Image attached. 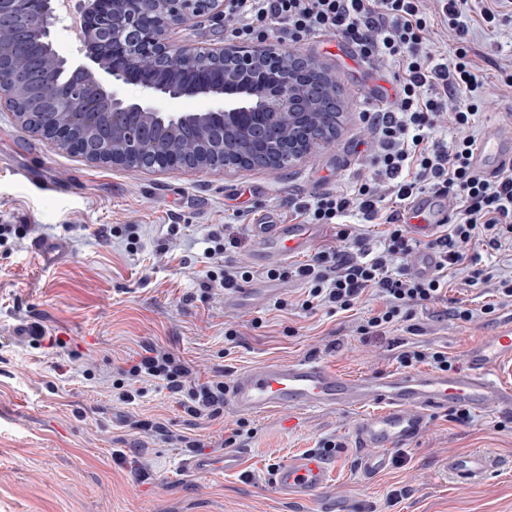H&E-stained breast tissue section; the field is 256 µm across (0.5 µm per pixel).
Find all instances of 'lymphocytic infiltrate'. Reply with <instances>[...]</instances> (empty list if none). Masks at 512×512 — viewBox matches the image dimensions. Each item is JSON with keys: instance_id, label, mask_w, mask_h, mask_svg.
Segmentation results:
<instances>
[{"instance_id": "lymphocytic-infiltrate-1", "label": "lymphocytic infiltrate", "mask_w": 512, "mask_h": 512, "mask_svg": "<svg viewBox=\"0 0 512 512\" xmlns=\"http://www.w3.org/2000/svg\"><path fill=\"white\" fill-rule=\"evenodd\" d=\"M442 2L451 53L435 57L423 50L432 16L428 0H224L228 22L224 33L239 41L272 38L294 45L332 34L355 45L373 66L393 62L403 71L389 106L361 117L373 135L370 175L349 191L294 205V212L313 224H332L351 213L361 221L340 229L334 245L306 263L267 269L268 279L293 277L305 285L302 294L278 299L277 309L309 311L321 306L350 312L373 297L380 305L357 321L356 331L379 336L411 320L416 309L440 300L449 278L455 276L462 277L467 287L483 288L491 301L478 312L456 304L440 312V320L468 323L476 314L488 315L512 305V270L481 267L480 257L469 251L470 244L478 240L491 251L512 253V174L487 178L470 166L476 141L467 131L477 117L484 77L470 56L468 30L462 22L468 0ZM447 121L465 132L450 145L435 136ZM425 192L455 205L452 224L427 244L437 258L434 272L427 277L408 265L418 242L400 222L401 206ZM389 198L394 206L382 213L381 204ZM378 219L386 229L375 245L365 227ZM204 242L212 261L204 289L217 285L229 291L253 279L247 267L226 259L227 253L242 245L237 228L224 224L211 229ZM192 373V366L178 354L151 345L138 358L117 367L102 389L127 405L125 421L136 433L138 444L160 439L171 447L196 452L204 447L203 439L144 417L135 406L158 384L171 396L180 397L190 418L222 420L227 391L223 371H214L195 385L190 382Z\"/></svg>"}]
</instances>
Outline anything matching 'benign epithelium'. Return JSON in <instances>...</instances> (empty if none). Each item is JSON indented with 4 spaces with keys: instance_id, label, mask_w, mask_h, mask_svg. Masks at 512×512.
Segmentation results:
<instances>
[{
    "instance_id": "obj_1",
    "label": "benign epithelium",
    "mask_w": 512,
    "mask_h": 512,
    "mask_svg": "<svg viewBox=\"0 0 512 512\" xmlns=\"http://www.w3.org/2000/svg\"><path fill=\"white\" fill-rule=\"evenodd\" d=\"M203 18L224 21V0H99L74 11L70 0H0V95L19 121L59 148L89 161L158 172L209 167L197 149L212 145L226 158L277 169L294 165L339 133L338 84L315 57L289 55L270 45L204 48L175 46L169 30ZM67 22L74 41L94 64L62 55L45 61L29 47L35 32L52 41ZM201 58L224 63L218 76L182 82ZM162 73L164 83L149 79ZM137 84L130 101L121 88ZM183 94L208 103L196 112L158 111L151 101Z\"/></svg>"
}]
</instances>
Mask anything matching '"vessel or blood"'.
Masks as SVG:
<instances>
[{
    "label": "vessel or blood",
    "mask_w": 512,
    "mask_h": 512,
    "mask_svg": "<svg viewBox=\"0 0 512 512\" xmlns=\"http://www.w3.org/2000/svg\"><path fill=\"white\" fill-rule=\"evenodd\" d=\"M471 166L486 176L512 169V115L487 125L474 147ZM400 220L415 238L425 240L447 223L448 210L438 197L422 194L403 207ZM323 233V225L288 224L275 214H267L251 227L252 236L260 243L254 260L272 264L307 252ZM31 248L46 264L58 263L65 255L58 241L38 240ZM278 291L272 281L237 288L225 295L224 303L256 306ZM224 404L244 415L288 413L285 425L290 429L296 426L299 411H355L351 437L363 452L360 466L364 472L377 473L388 465L387 450L410 446L425 432L434 410L458 405L478 412L512 413V317L494 336L471 346L464 367L453 372L339 376L316 360L268 363L236 373ZM243 463V452L236 450L192 457L186 467L209 476L238 472ZM493 465L490 456L474 451L455 456L450 471L460 482L471 483L482 480ZM329 475L325 457L306 453L280 465L271 486L284 498L312 503L320 497Z\"/></svg>",
    "instance_id": "b4317fda"
}]
</instances>
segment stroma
<instances>
[{
	"label": "stroma",
	"instance_id": "1",
	"mask_svg": "<svg viewBox=\"0 0 512 512\" xmlns=\"http://www.w3.org/2000/svg\"><path fill=\"white\" fill-rule=\"evenodd\" d=\"M468 39L479 49L484 73L478 117L469 133L481 137L487 123L512 113V87L498 66L512 57V16L486 28L480 15L466 19ZM296 53L326 64L341 85L343 117L334 146L284 170L263 167L145 170L90 163L26 129L0 106V225L16 232L0 246V512H512V415L472 413L466 424L433 414L413 446L401 449L400 465L377 474L359 468L351 440L353 413L315 410L292 430L280 414L250 418L252 436L241 448L247 467L237 473L201 476L185 467L187 454L155 440L136 447L123 423L127 410L104 394L100 378L158 344L193 364L197 379L220 369L225 379L238 370L270 362L317 359L339 374L399 371L400 345L446 346L465 360L467 349L491 336L505 312L473 322H434L439 310L417 311L410 333L399 323L386 335L365 337L349 318L319 307L309 312L228 308L220 287L203 291L209 261L203 239L212 225L236 221L242 246L231 258L251 263L258 242L249 226L265 213L292 220L291 205L351 189L368 171L360 113L394 98L402 76L397 65L373 70L354 47L332 35L296 46ZM137 227L140 247L130 252L112 229ZM180 225L170 235V225ZM39 237L61 241L65 258L43 266L30 251ZM240 319L236 340L224 324ZM43 326L65 346L57 359L33 347L19 330ZM97 360L96 376L83 372L80 357ZM39 386H32V379ZM141 407L174 430H193L220 454L226 425L190 426L178 399L153 390ZM333 438L339 449L318 503L280 498L272 489V465L315 451ZM123 462H116L115 451ZM481 451L496 462L482 481L463 485L448 470L452 455ZM403 490L399 501L393 491Z\"/></svg>",
	"mask_w": 512,
	"mask_h": 512
}]
</instances>
